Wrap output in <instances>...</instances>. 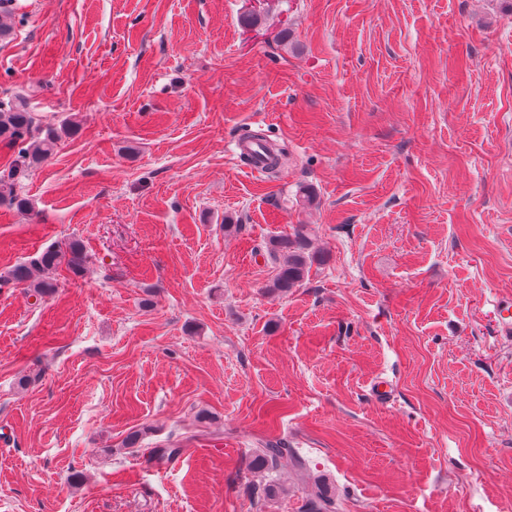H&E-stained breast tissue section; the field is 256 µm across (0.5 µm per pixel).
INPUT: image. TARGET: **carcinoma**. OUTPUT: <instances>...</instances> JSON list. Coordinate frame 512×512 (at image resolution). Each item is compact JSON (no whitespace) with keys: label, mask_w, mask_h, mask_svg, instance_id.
I'll list each match as a JSON object with an SVG mask.
<instances>
[{"label":"carcinoma","mask_w":512,"mask_h":512,"mask_svg":"<svg viewBox=\"0 0 512 512\" xmlns=\"http://www.w3.org/2000/svg\"><path fill=\"white\" fill-rule=\"evenodd\" d=\"M35 117L29 112L25 99L14 95L0 99V146L14 153L9 167L0 172V201H8L20 211L30 209L29 199L16 190L17 184L28 174L47 161L58 147L62 137L74 133L75 126L63 124L59 127L47 125L40 136L32 138ZM269 255L278 262L277 272L269 285L273 292L286 293L300 286L307 278L313 264L323 262L322 255L313 250L300 224L293 231L279 235L269 241ZM87 263L82 244L71 240L64 246L52 247L27 264H18L0 281L22 286L33 296L42 298L54 292L56 284L48 277H38V272L58 269L61 265L75 274L81 273ZM186 451L181 443L170 442L149 449L147 461L171 462L179 459ZM288 456V449L275 442L258 448L252 463L257 468H276L280 460ZM309 512H336V499L323 493L309 499Z\"/></svg>","instance_id":"cac0c4a2"}]
</instances>
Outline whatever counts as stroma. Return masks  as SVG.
Masks as SVG:
<instances>
[{"label":"stroma","instance_id":"stroma-1","mask_svg":"<svg viewBox=\"0 0 512 512\" xmlns=\"http://www.w3.org/2000/svg\"><path fill=\"white\" fill-rule=\"evenodd\" d=\"M254 4L11 0L0 98L77 132L0 204V273L88 262L0 284V512H306L318 476L338 512H512V0ZM299 224L326 261L271 292ZM240 155L251 161L254 171L261 170L267 160V142L257 137H241L235 142ZM87 263V255L78 240H71L64 247H52L28 264H18L10 269L0 281L26 288L33 296L42 298L54 292L56 284L48 277H37L36 272L52 271L65 264L74 274L81 273ZM265 448H256L252 463L257 468H265L267 470L276 468L281 459L288 457V448L282 446L281 443L265 444Z\"/></svg>","mask_w":512,"mask_h":512}]
</instances>
